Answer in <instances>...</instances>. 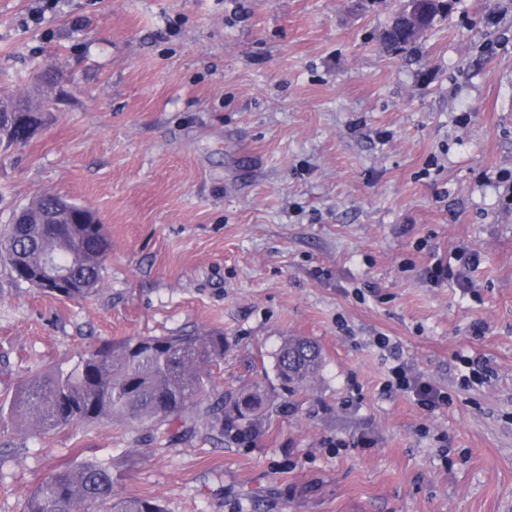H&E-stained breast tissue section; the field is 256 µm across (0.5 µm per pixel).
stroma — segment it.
I'll return each mask as SVG.
<instances>
[{"instance_id": "35a3bbf8", "label": "stroma", "mask_w": 512, "mask_h": 512, "mask_svg": "<svg viewBox=\"0 0 512 512\" xmlns=\"http://www.w3.org/2000/svg\"><path fill=\"white\" fill-rule=\"evenodd\" d=\"M41 5L0 0V97L48 65L64 89L0 153V226L52 192L112 253L79 301L0 262V392L91 346L217 331V390L256 382L275 409L252 442L2 428L0 512L88 460L164 512H512V0H455L401 59L379 45L396 0ZM462 246L466 284L431 282ZM291 336L323 356L292 396ZM463 354L486 375L464 382ZM400 362L447 404L385 390Z\"/></svg>"}]
</instances>
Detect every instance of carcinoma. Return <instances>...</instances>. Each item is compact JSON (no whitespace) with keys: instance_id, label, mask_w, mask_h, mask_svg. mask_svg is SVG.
<instances>
[{"instance_id":"cac0c4a2","label":"carcinoma","mask_w":512,"mask_h":512,"mask_svg":"<svg viewBox=\"0 0 512 512\" xmlns=\"http://www.w3.org/2000/svg\"><path fill=\"white\" fill-rule=\"evenodd\" d=\"M448 18L436 0H398L380 35L385 53L398 57ZM59 77L48 67L36 78L31 95L0 98V118L18 114L35 131L51 123ZM69 199L41 194L13 214L15 222L0 229V261L13 278L62 301L94 293L112 240L102 224H84L73 233L59 217ZM68 278L49 288L53 272ZM224 358L219 333L139 336L91 348L70 366L50 368L0 395V424L35 435L73 424L131 422L159 427L201 422L223 436L259 435L266 425L267 396L257 384L217 395L212 368ZM322 352L314 341L294 337L276 353V371L290 393L319 370ZM109 462L91 460L60 466L25 496L22 512H164L154 497L127 496L116 489Z\"/></svg>"}]
</instances>
